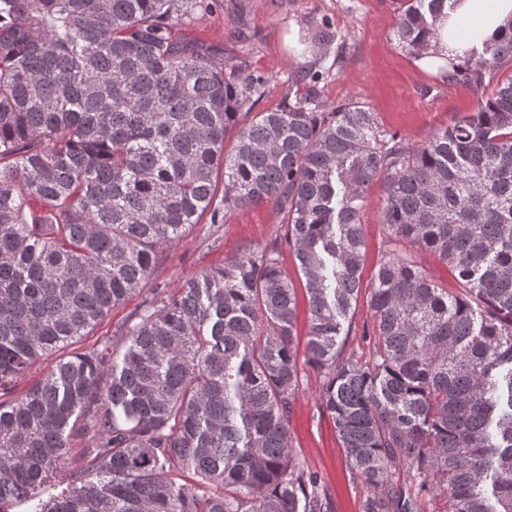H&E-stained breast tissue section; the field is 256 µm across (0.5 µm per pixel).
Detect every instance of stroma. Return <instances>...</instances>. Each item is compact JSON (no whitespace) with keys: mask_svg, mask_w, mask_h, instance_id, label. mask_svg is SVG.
Wrapping results in <instances>:
<instances>
[{"mask_svg":"<svg viewBox=\"0 0 512 512\" xmlns=\"http://www.w3.org/2000/svg\"><path fill=\"white\" fill-rule=\"evenodd\" d=\"M209 11L183 18L173 28L177 39L203 45L216 61L242 55L251 71L274 70L281 80L295 79L304 68L324 70L321 95L328 102H360L376 112L385 129L413 142L471 113L475 87L448 81L446 70L422 66L394 36L402 0H209ZM325 23L343 36L342 55L323 53L304 43L316 25ZM252 37V51L242 54L239 26ZM383 189L374 182L361 213L365 258L363 285H371L387 254L389 232L380 222ZM279 233L273 206L235 211L226 221L203 222L169 245L155 280L175 285L203 269L222 265L242 247L266 245ZM281 266L298 295L294 349L304 355L309 311L305 280L294 253L282 249ZM370 320L369 296L361 294L339 339L343 356L366 361L373 348L362 334ZM299 390L289 418V446L296 466L315 473L332 502V512H361L364 485L353 479L334 425L319 405L323 376L307 363L299 365Z\"/></svg>","mask_w":512,"mask_h":512,"instance_id":"1","label":"stroma"}]
</instances>
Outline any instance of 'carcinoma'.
Returning a JSON list of instances; mask_svg holds the SVG:
<instances>
[{
  "label": "carcinoma",
  "instance_id": "1",
  "mask_svg": "<svg viewBox=\"0 0 512 512\" xmlns=\"http://www.w3.org/2000/svg\"><path fill=\"white\" fill-rule=\"evenodd\" d=\"M453 3L407 0L398 42L427 53ZM209 8L0 0V512L52 481L61 491L34 512H331L288 446L298 301L278 243L145 290L164 247L264 203L305 279L307 362L366 486L362 512H512V77L417 144L361 103L323 100L321 70L252 115L277 73L171 35ZM310 40L327 51L342 36L322 23ZM506 63L512 27L448 80L481 87ZM376 180L393 248L369 288L361 362L338 338L362 291ZM400 242L432 251L458 288ZM142 293L112 346H77ZM401 254L408 255L415 263L422 266L431 277L445 288H455L456 282L454 275L457 273L452 272L447 266L440 262V260L425 249H417L408 244L398 246ZM54 356L46 357L33 365L23 377L18 378L14 383L10 396L16 397L24 393L37 379L41 378L53 364Z\"/></svg>",
  "mask_w": 512,
  "mask_h": 512
}]
</instances>
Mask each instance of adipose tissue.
I'll return each mask as SVG.
<instances>
[{"label": "adipose tissue", "instance_id": "1", "mask_svg": "<svg viewBox=\"0 0 512 512\" xmlns=\"http://www.w3.org/2000/svg\"><path fill=\"white\" fill-rule=\"evenodd\" d=\"M511 23L512 0H456L440 22L438 53L423 55L421 62L434 68L459 63Z\"/></svg>", "mask_w": 512, "mask_h": 512}]
</instances>
